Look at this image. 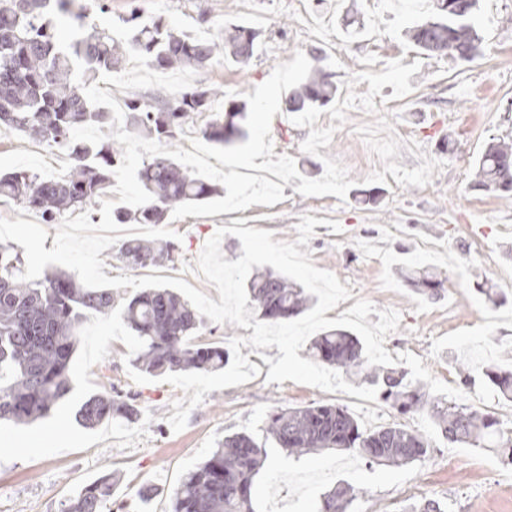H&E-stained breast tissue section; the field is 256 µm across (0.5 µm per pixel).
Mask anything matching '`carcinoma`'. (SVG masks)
<instances>
[{
  "label": "carcinoma",
  "mask_w": 512,
  "mask_h": 512,
  "mask_svg": "<svg viewBox=\"0 0 512 512\" xmlns=\"http://www.w3.org/2000/svg\"><path fill=\"white\" fill-rule=\"evenodd\" d=\"M75 8V0H0V128L63 147L72 155L71 166L56 177L28 171L0 175V198L39 212L47 224L56 223L67 211L94 205L112 184L124 146L113 139L97 145L74 142L71 130L112 124V113L92 104L83 87L102 74L120 71L128 61L127 47L146 55L148 65L157 71L203 67L218 56L245 68L261 35L245 26L203 36L177 32L161 17H144L133 0L127 21L136 31L129 45L96 28L64 45L50 15H66L81 23L86 12L76 14ZM435 9L444 18L410 28L412 44L427 56L472 61L482 45L476 25L479 0H435ZM312 59L310 74L286 99L288 112L324 106L336 98V85L320 66V54L314 53ZM75 60L84 66L81 86L73 80ZM219 96L224 93L209 87L193 88L175 98L159 91L152 105L133 96L126 102L125 125L171 144L189 118L206 114L201 134L218 146H231L245 135L248 109L245 102L231 99L224 111L214 113L213 103ZM476 179L486 191L501 196L512 193V142L493 140L486 145ZM138 180L152 200L135 209L115 210L118 224H161L169 209L219 193L216 185L166 156L143 162ZM171 251L167 243L135 238L122 244L120 257L130 266L143 268L171 258ZM22 263V248L0 243V421L16 425L47 416L70 394L69 365L81 325L89 314L111 312L113 300L112 289L88 288L65 272L22 281ZM403 270L418 277V285L428 294L442 287L441 275L435 271L415 265ZM246 291L247 308L265 321L296 317L312 303L304 289L270 270L252 273ZM122 316L139 341L133 365L142 372L151 376L214 372L229 364L230 353L224 348L192 341L201 317L172 288L137 293L124 304ZM310 350L321 362L376 388L398 413L429 415L448 444L492 448L512 464V435L501 429L493 413L453 401L429 400L425 384L409 381L404 368L368 364L360 339L351 332L326 331L312 341ZM483 375L501 397L512 399V372L488 365ZM141 415V407L114 390L89 396L76 410L75 420L95 428L105 421L135 424ZM263 432L294 459L336 448L356 452L371 463L403 466L426 457L431 448L428 435L402 423L364 431L347 408L322 402L270 415ZM267 458L265 447L253 435L224 436L219 448L182 475L171 496L170 512H256L254 478ZM115 488V478L104 475L75 490L62 512H105ZM353 499L354 489L344 486L324 496L318 512H348Z\"/></svg>",
  "instance_id": "cac0c4a2"
}]
</instances>
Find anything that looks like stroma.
Instances as JSON below:
<instances>
[{"instance_id":"1","label":"stroma","mask_w":512,"mask_h":512,"mask_svg":"<svg viewBox=\"0 0 512 512\" xmlns=\"http://www.w3.org/2000/svg\"><path fill=\"white\" fill-rule=\"evenodd\" d=\"M376 5L377 0H139L144 15L163 17L190 34L206 32L211 22L261 30L248 67L220 58L195 71L194 86L218 87L229 100L254 92L278 63L292 61L298 51H320L341 100L351 91L347 81L358 73L383 72L396 59L421 65L409 80L410 95L394 98L393 87L384 86L376 112L348 110L345 125L319 155L300 149L309 128L272 121L275 155L293 157L303 176L321 177L327 157L344 165L355 182L346 198L305 197L288 183L284 201L271 206L165 219L182 239L172 260L148 273L183 279L215 300L217 289L194 265L218 227L241 219L246 227L272 231L274 240L292 242L302 215L317 218L305 250L317 268L333 273L352 294L327 311V318H339L360 298L377 308L369 323L378 322L379 310H396L399 326L384 343L391 358L413 380L426 383L431 396L495 412L503 430H512V401L480 379L465 389L458 384L464 362L476 369L488 364L512 368V280L503 275L512 266V197L474 185L475 164L486 143L512 139V0H481L482 55L471 62L406 51L387 36L347 45L334 35L325 41L296 19L311 11L328 20L337 8L361 22L366 8ZM31 145L20 133L0 132V173L46 174L48 156L32 153ZM333 221L340 232L331 231ZM410 262L442 271L445 283L437 296L422 295L400 277L399 266ZM482 280L505 296L499 307L503 318L490 328L481 320L488 308L476 290ZM137 346L120 309L84 322L70 364V395L47 418L24 427L0 424V512H61L76 488L106 473L121 479L112 512H169V496L146 499L142 488H175L226 434L261 435L270 412L314 402L346 407L366 430L402 422L429 436L431 452L424 460L394 467L370 464L343 450L296 460L268 447L267 465L254 483L256 512H315L324 494L344 485L355 489L350 512H408L422 499L438 500L452 512H512V482H500L503 464L493 451L450 446L429 417L400 415L379 400L290 380L267 382L268 361L280 356L274 346L262 354L242 347V355L259 366V376L205 394L190 411L186 428L173 432L168 423L172 404L184 393L159 381L134 383L126 361ZM114 389L137 395L138 423L89 430L75 421L76 409L88 396Z\"/></svg>"}]
</instances>
